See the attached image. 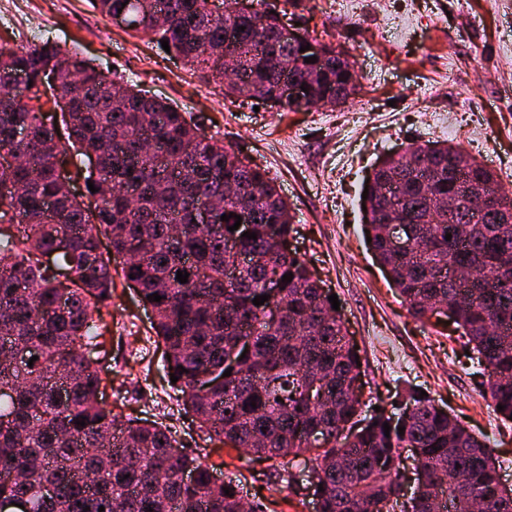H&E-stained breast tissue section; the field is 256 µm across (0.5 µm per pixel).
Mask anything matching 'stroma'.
I'll use <instances>...</instances> for the list:
<instances>
[{"label":"stroma","mask_w":512,"mask_h":512,"mask_svg":"<svg viewBox=\"0 0 512 512\" xmlns=\"http://www.w3.org/2000/svg\"><path fill=\"white\" fill-rule=\"evenodd\" d=\"M31 21L269 172L291 206V249L338 296L363 361V401L390 411L408 389L425 391L489 443L503 483L512 486V422L484 396V371L455 324L415 320L390 288L366 248L360 200L378 160L417 139L461 147L512 191V0H298L286 23L346 50L361 91L345 107L297 112L226 98L89 0H11L0 10V46H20ZM112 275V317L91 353L102 369L103 401L122 419L169 429L220 480H240L245 500L263 493L266 512H315L290 493L280 462L209 440L188 418L149 310L120 267Z\"/></svg>","instance_id":"35a3bbf8"}]
</instances>
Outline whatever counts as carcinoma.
<instances>
[{
	"instance_id": "cac0c4a2",
	"label": "carcinoma",
	"mask_w": 512,
	"mask_h": 512,
	"mask_svg": "<svg viewBox=\"0 0 512 512\" xmlns=\"http://www.w3.org/2000/svg\"><path fill=\"white\" fill-rule=\"evenodd\" d=\"M153 2L93 6L167 41L226 96L285 111L336 108L358 92L349 55L306 32L288 36L267 0L250 15L224 0L220 17L209 0H165L161 17ZM310 43L320 48L313 63L305 62L313 53L300 51ZM16 70L31 77L25 101L10 85ZM285 77L308 83L307 101L282 98ZM70 149L95 158L88 176L74 175L97 192L77 195L61 176ZM2 153L23 156L0 169V224L19 228L0 231V501L17 503L14 512H243L239 485L212 483L211 467L166 429L123 422L99 399L101 371L84 352L98 344L112 305L115 260L153 312L186 410L209 438L259 459L310 454L306 490L318 512H472V501L479 512H512L487 443L429 397L411 393L403 414L364 415L353 394L358 351L330 291L283 248L292 231L288 200L265 170L185 113L48 39L1 47ZM383 162L363 201L367 249L413 318L446 307L508 419L512 223L502 220L512 218V194L448 143L414 142ZM456 181L496 195L499 207L481 216L464 202L448 209ZM243 203L253 211L254 240L229 230ZM200 204L212 205L208 223L194 220ZM390 218L404 223L405 252L391 244ZM231 240L256 261L228 280L237 263ZM179 270L188 282L176 280ZM289 273L292 281H282ZM154 293L162 299H148ZM264 294V304L252 303ZM272 306L282 307L277 321ZM21 350L37 357L33 366L18 365ZM400 448L416 449L422 461L417 490L404 502L396 494ZM182 470L196 482L181 483Z\"/></svg>"
}]
</instances>
